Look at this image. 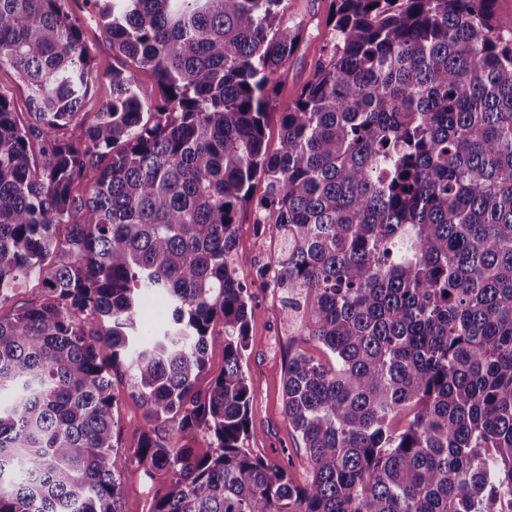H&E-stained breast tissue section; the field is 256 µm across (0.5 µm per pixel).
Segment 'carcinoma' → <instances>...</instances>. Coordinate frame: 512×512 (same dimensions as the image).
<instances>
[{
	"label": "carcinoma",
	"instance_id": "carcinoma-1",
	"mask_svg": "<svg viewBox=\"0 0 512 512\" xmlns=\"http://www.w3.org/2000/svg\"><path fill=\"white\" fill-rule=\"evenodd\" d=\"M66 2L0 0V68L34 118L0 94V308L44 288L0 314V512H123L130 473L147 512L512 502V33L494 0H335L333 56L273 153L269 100L303 37L282 0H95L125 58L98 112ZM247 209L280 240L264 275L285 320L325 354L284 367L304 483L245 447ZM150 296L171 319L146 329ZM121 372L147 423L120 451ZM207 369L202 373L196 384V389L205 391L210 385L211 380L218 375L224 366V351L219 345L210 346L207 352Z\"/></svg>",
	"mask_w": 512,
	"mask_h": 512
}]
</instances>
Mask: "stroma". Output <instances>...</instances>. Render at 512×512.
Returning <instances> with one entry per match:
<instances>
[{"mask_svg": "<svg viewBox=\"0 0 512 512\" xmlns=\"http://www.w3.org/2000/svg\"><path fill=\"white\" fill-rule=\"evenodd\" d=\"M69 12L82 26L92 50L93 88L84 103L88 112L99 111L110 100L112 88L107 75L122 66L123 59L112 48V40L102 26L90 0H68ZM281 19L285 24L303 27V43L277 79L268 109L265 140L269 151L281 145L279 112L284 103L295 98L310 81L317 68L329 63L333 54V38L329 17L335 9L333 0H283ZM279 252V241L260 234L252 212H243L236 230L232 260L248 288L255 307L250 323L249 344L244 370L254 391L251 434L248 447L267 460L285 468L299 482L310 475L306 458L300 450V439L289 426L283 413L282 381L289 354L298 350L316 353L315 345L303 344L294 336L283 313L281 295L260 275L261 270ZM119 393L115 408V437L119 447L133 445L145 423L146 409L131 386L128 375L114 376Z\"/></svg>", "mask_w": 512, "mask_h": 512, "instance_id": "obj_1", "label": "stroma"}]
</instances>
